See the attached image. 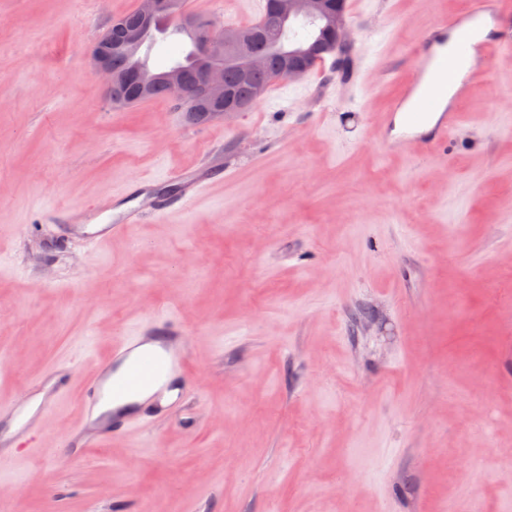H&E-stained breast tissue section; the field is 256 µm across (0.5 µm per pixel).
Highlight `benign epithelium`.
<instances>
[{
    "mask_svg": "<svg viewBox=\"0 0 512 512\" xmlns=\"http://www.w3.org/2000/svg\"><path fill=\"white\" fill-rule=\"evenodd\" d=\"M177 0H139V12L142 18V30L128 34L127 43L135 47L140 44L144 31L151 28L157 20L173 11ZM295 18H306L322 27L321 37L311 46L292 54V63L288 75L296 78L305 72V61L316 55H329L341 46L348 44V25L345 18L344 0H275L274 11L267 15L261 28L269 38H274L280 29ZM188 27L198 31V71L200 84L204 92L214 101L225 96L224 62L242 60L251 69H260L265 58L250 47V37L234 30H219L213 34V27L191 16L184 17ZM109 39L101 41V47L92 55V74L106 86L119 79L112 72L109 62ZM173 99L182 102L187 86L184 73L174 69L163 75Z\"/></svg>",
    "mask_w": 512,
    "mask_h": 512,
    "instance_id": "7a95c632",
    "label": "benign epithelium"
}]
</instances>
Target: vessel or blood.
Listing matches in <instances>:
<instances>
[{"label": "vessel or blood", "instance_id": "vessel-or-blood-1", "mask_svg": "<svg viewBox=\"0 0 512 512\" xmlns=\"http://www.w3.org/2000/svg\"><path fill=\"white\" fill-rule=\"evenodd\" d=\"M501 18L496 0H472L465 13L440 22L427 32V49L415 64L418 78L406 86L392 108L393 113L403 115L404 121L400 135L386 136L388 150L404 152L419 145L438 148L447 141L449 130L464 120L463 112L448 106L447 97H463L476 74L473 58L489 59L512 47V32L501 28L497 36L483 40L474 37L476 29L490 23L499 25ZM452 33L458 34L459 41L450 55L444 47ZM170 178L179 186L180 197L175 201L163 194H147L145 188L153 180L144 176L134 182L129 192L117 197L112 207L100 204L91 209L66 210L65 218L74 228L59 239V247L68 248L79 241L88 251H96L113 237L128 233L133 225L161 221L171 209L185 210L196 205L216 181L215 176L193 167L177 170ZM186 343L184 326L174 316L158 315L136 335L115 339L111 356L100 369L81 375L72 367H49L29 386L24 401L0 405V440L7 447L36 454L40 442L33 431L31 410L49 411L68 400L75 388L80 391L77 406L82 422L77 447L93 448L108 436L117 440L146 431L152 418L141 407L131 412H113L106 434L90 429L88 423L108 398L134 396L148 387L153 388L152 398L156 401L172 390L182 396L189 393L192 377Z\"/></svg>", "mask_w": 512, "mask_h": 512}]
</instances>
